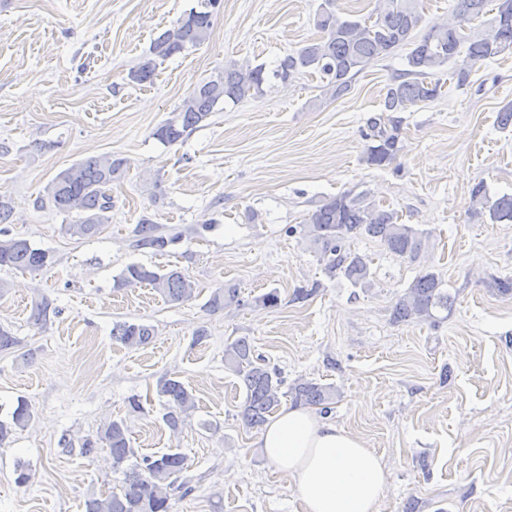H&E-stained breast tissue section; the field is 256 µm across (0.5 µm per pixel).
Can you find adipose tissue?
I'll return each instance as SVG.
<instances>
[{"label": "adipose tissue", "mask_w": 512, "mask_h": 512, "mask_svg": "<svg viewBox=\"0 0 512 512\" xmlns=\"http://www.w3.org/2000/svg\"><path fill=\"white\" fill-rule=\"evenodd\" d=\"M259 443L291 478L305 512H378L387 471L359 435L287 406L265 424Z\"/></svg>", "instance_id": "ef3b65f1"}]
</instances>
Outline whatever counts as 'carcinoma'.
Masks as SVG:
<instances>
[{
    "instance_id": "obj_1",
    "label": "carcinoma",
    "mask_w": 512,
    "mask_h": 512,
    "mask_svg": "<svg viewBox=\"0 0 512 512\" xmlns=\"http://www.w3.org/2000/svg\"><path fill=\"white\" fill-rule=\"evenodd\" d=\"M375 17L352 19L340 14L336 0H322L313 22L321 37L286 55L273 71V77L288 80L309 70L319 75L324 96L337 100L351 89L353 78L372 60L386 58L397 48L410 45L406 68L387 86L381 114L370 119L365 139L364 160L372 166L393 163L401 150V120L393 112L435 100L440 83L434 79L449 62L461 58L451 73L456 84L468 83L473 67L488 59L512 53V13L502 15L499 5L490 0H458L455 21L434 24L422 34L416 31L424 23L421 0H377ZM221 0H207L205 9H190L175 24L154 39L150 56L128 73L136 84H151L157 76L158 61L197 48L209 38L212 17ZM481 19L477 27L466 25ZM267 81L265 67L249 62L230 63L224 71L198 84L174 110L173 116L154 132L165 146L184 142L201 123L207 121L221 104H238L263 91ZM126 160L112 155L91 156L59 172L44 188L40 203H48L60 214L73 215L65 231L79 239L92 238L112 221V182L121 178ZM471 199L488 215L493 224L512 223V194L492 195L480 181L470 191ZM12 201L0 195V268L37 272L54 263L51 251L37 248L25 238L11 235ZM288 233L301 235L310 250L319 256L325 272L344 279L352 288L368 292L375 285L372 259L351 250L356 239L378 240L391 254L411 262L426 248L430 232L400 223L394 210L375 203L366 191H345L327 199L308 214L299 228ZM182 238L178 232L165 234L148 217L134 229V243L139 248L163 252ZM147 285L165 302L181 305L195 297V284L177 268L154 270L130 264L114 279V288L122 290ZM453 298L442 277L431 270L419 274L398 299L393 318L397 322H427L434 326L448 319ZM244 300L235 287L216 289L206 302L211 313ZM61 309L42 295L31 302L29 323L44 329ZM155 336L152 326L140 322H121L112 327V339L128 349L149 344ZM21 351L20 358L31 359L32 352L22 350V341L9 327L0 324V353ZM224 368L241 381L245 398L238 416L247 428L263 426L288 396L296 405L315 407L327 414L336 403V389L329 384L296 379L281 392L284 381L255 354L248 338L238 337L224 345ZM157 394L166 401L163 423L178 432L197 408L196 398L179 376L169 375L157 383ZM33 417L29 404L17 402L8 419H0V447L7 446L16 431L28 426ZM108 450L112 470L122 476L120 489L88 499L86 512H171L175 496L193 490L187 456L178 448L154 456H138L131 445L126 424L111 420L96 436L79 442L78 454L89 462Z\"/></svg>"
}]
</instances>
